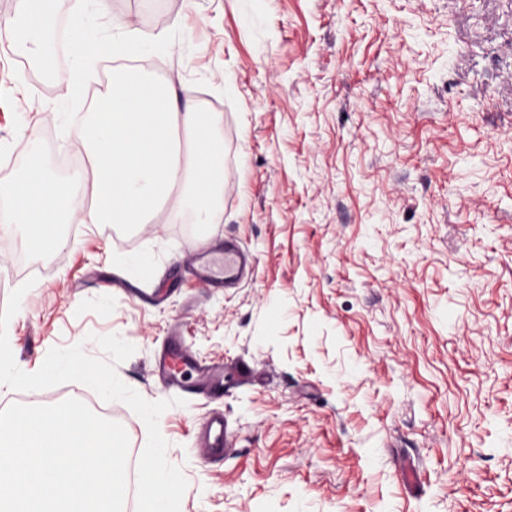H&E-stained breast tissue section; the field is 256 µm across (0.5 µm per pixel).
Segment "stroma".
<instances>
[{"label": "stroma", "mask_w": 512, "mask_h": 512, "mask_svg": "<svg viewBox=\"0 0 512 512\" xmlns=\"http://www.w3.org/2000/svg\"><path fill=\"white\" fill-rule=\"evenodd\" d=\"M153 1L57 0L54 65L81 77L65 96L0 0V186L34 148L60 177L82 166L74 134L128 19L153 76L224 115L221 223L65 224L40 251L0 193V307L35 281L8 325L19 368L116 334L136 348L120 379L158 401L181 396L152 373L168 337L223 364V393L159 420L180 512H512V0ZM86 35L112 55H78ZM228 239L252 273L203 286L189 267ZM68 398L110 411L138 462L147 430L124 402L0 385V410ZM217 415L227 446L206 460Z\"/></svg>", "instance_id": "35a3bbf8"}]
</instances>
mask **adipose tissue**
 <instances>
[{"instance_id":"ef3b65f1","label":"adipose tissue","mask_w":512,"mask_h":512,"mask_svg":"<svg viewBox=\"0 0 512 512\" xmlns=\"http://www.w3.org/2000/svg\"><path fill=\"white\" fill-rule=\"evenodd\" d=\"M55 5L19 0L9 21L22 47L45 65L54 52L46 23ZM93 112L91 124L76 134L92 179L89 207L71 205L69 184L35 157L9 190L14 221L34 244L57 246L64 223L141 224L163 201L170 202L174 223H219L210 196L224 187L223 113L179 105L171 84L136 72L115 80Z\"/></svg>"}]
</instances>
